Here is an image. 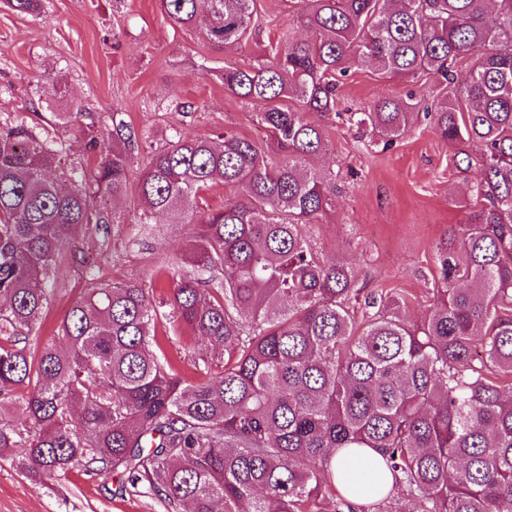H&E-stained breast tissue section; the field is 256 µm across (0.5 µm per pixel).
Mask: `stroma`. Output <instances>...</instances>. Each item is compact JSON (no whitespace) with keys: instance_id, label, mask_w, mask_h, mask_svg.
I'll return each instance as SVG.
<instances>
[{"instance_id":"obj_1","label":"stroma","mask_w":512,"mask_h":512,"mask_svg":"<svg viewBox=\"0 0 512 512\" xmlns=\"http://www.w3.org/2000/svg\"><path fill=\"white\" fill-rule=\"evenodd\" d=\"M305 6V0H255L260 33L224 49L172 27L159 0H44L37 16L0 6V115L29 111L59 83L74 107L98 118L101 131L109 130L116 110L149 131V150L162 146L175 127L188 137L231 131L275 152L274 139L255 118L256 106L225 92L203 69L249 66L268 37L289 27L297 38H308L297 25ZM409 88L357 67L343 80L340 105L363 108ZM180 102L193 104L191 115L177 112ZM325 132L336 197L332 210L307 228L316 251L327 261L347 259L366 290L399 297L405 314L421 320L441 285L437 247L449 227L465 219L456 196L477 170L459 172L454 147L425 121L389 148L339 122L326 123ZM155 222L158 232L145 236L139 247L98 249L94 256L102 277L152 282L159 302L168 295L173 274L185 267L183 248L196 227L170 223L162 215ZM84 286L77 273H69L39 335L28 341L31 352L52 336ZM163 350L181 378L198 379L201 343L190 330L164 341ZM122 482L120 476L80 467L44 482L0 463V512H170L147 489Z\"/></svg>"}]
</instances>
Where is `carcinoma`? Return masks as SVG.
I'll list each match as a JSON object with an SVG mask.
<instances>
[{
  "instance_id": "1",
  "label": "carcinoma",
  "mask_w": 512,
  "mask_h": 512,
  "mask_svg": "<svg viewBox=\"0 0 512 512\" xmlns=\"http://www.w3.org/2000/svg\"><path fill=\"white\" fill-rule=\"evenodd\" d=\"M238 47L252 35L254 0H160L164 18ZM299 24L267 40L247 68L203 67L224 90L265 105L257 121L281 157L236 133L177 130L134 167L143 134L112 113V144L95 117L77 123L92 167L40 123H0V460L54 480L75 467L120 473L187 512L352 509L326 461L339 448H374L393 488L378 512H512V0H309ZM470 58L465 73L456 70ZM355 66L384 78L434 82L352 112L348 122L388 146L424 114L478 165L459 206L466 220L437 252L436 303L423 320L399 298L366 294L344 260L320 259L306 226L332 206L336 175L311 164L328 151L307 114L341 117L337 89ZM233 192L221 209L201 205ZM133 196L129 242L157 213L194 224L191 272L162 306L141 283L97 276L81 233L101 245ZM89 287L38 354L27 350L70 271ZM362 319H356L357 306ZM189 328L203 360L188 383L158 331ZM20 390L16 399L9 395ZM20 405L31 422L6 418Z\"/></svg>"
}]
</instances>
